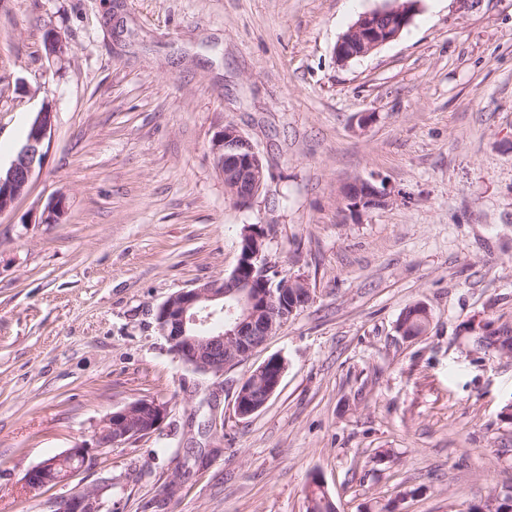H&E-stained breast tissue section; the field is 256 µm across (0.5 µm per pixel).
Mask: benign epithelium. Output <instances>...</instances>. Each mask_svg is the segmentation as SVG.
Listing matches in <instances>:
<instances>
[{
	"label": "benign epithelium",
	"mask_w": 512,
	"mask_h": 512,
	"mask_svg": "<svg viewBox=\"0 0 512 512\" xmlns=\"http://www.w3.org/2000/svg\"><path fill=\"white\" fill-rule=\"evenodd\" d=\"M417 3L418 0H393L384 9L360 15L334 46L335 58L347 63L396 39L410 23ZM53 126V107L46 102L36 112L10 166L0 170L1 214L29 192ZM211 153L224 179L226 195L240 206L250 205L263 187L262 159L251 138L229 122L214 135ZM372 191L370 196L351 193L344 199L355 212L372 209L373 200L385 205L391 199L384 190L374 187ZM64 213V198H53L44 208L42 223L56 224ZM266 236L264 225H244L242 250L229 275L179 291L157 308L158 333L174 357L194 373L218 378L226 369L247 361L297 311V296L310 293L304 279L297 277L284 280L277 288L264 286L270 264L265 254ZM223 312L232 315L224 331L201 332L215 315ZM284 371L285 363L279 357H271L256 367L240 385L237 414L245 418L261 410L278 389ZM166 415L164 403L151 399L134 401L103 418L92 442L77 443L44 459L25 473L22 482L31 490L59 484L107 450L158 431ZM110 489L112 483L108 482L73 491L59 499V512H103V495Z\"/></svg>",
	"instance_id": "7a95c632"
}]
</instances>
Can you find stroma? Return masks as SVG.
Segmentation results:
<instances>
[{"label":"stroma","instance_id":"35a3bbf8","mask_svg":"<svg viewBox=\"0 0 512 512\" xmlns=\"http://www.w3.org/2000/svg\"><path fill=\"white\" fill-rule=\"evenodd\" d=\"M388 4L0 0L1 168L43 102L55 111L28 195L0 214V512H51L106 479L112 512H307L315 475L336 512H467L512 491V355L474 343L512 329V0H419L397 39L337 62L358 15ZM229 122L266 166L246 207L211 154ZM357 179L389 205L350 212ZM57 196L64 217L43 223ZM245 224L312 298L202 377L155 312L230 274ZM417 303L430 326L403 338ZM272 356L279 389L239 417L242 380ZM139 399L167 404L157 433L24 488Z\"/></svg>","mask_w":512,"mask_h":512}]
</instances>
